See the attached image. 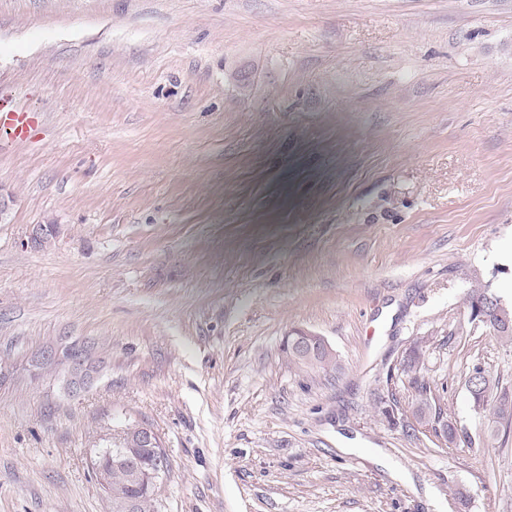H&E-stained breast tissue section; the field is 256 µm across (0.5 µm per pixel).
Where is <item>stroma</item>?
I'll return each instance as SVG.
<instances>
[{"instance_id":"obj_1","label":"stroma","mask_w":512,"mask_h":512,"mask_svg":"<svg viewBox=\"0 0 512 512\" xmlns=\"http://www.w3.org/2000/svg\"><path fill=\"white\" fill-rule=\"evenodd\" d=\"M2 93L42 128L0 149V512H112L134 422L159 512H512L465 385L512 392L465 302L512 307V0H0ZM86 340V389L34 364ZM290 345L298 355H306L316 349L330 351L331 347L322 336L307 331H297L289 337ZM130 426L128 425L126 427L127 430H123L122 434L115 438V441H112V457L109 454L105 457L99 456L95 462V468L105 478L107 476V459L112 461V471L109 473L110 480L108 486L102 485L112 497V508L115 509L112 510L113 512H123L124 500L126 497L137 492L136 488L142 480L140 474L133 471L129 466H126L124 463L115 466L114 463L117 459L113 461V456H117L119 453L117 448H123L124 453L128 451V448H134V438L132 439V434L128 431Z\"/></svg>"}]
</instances>
